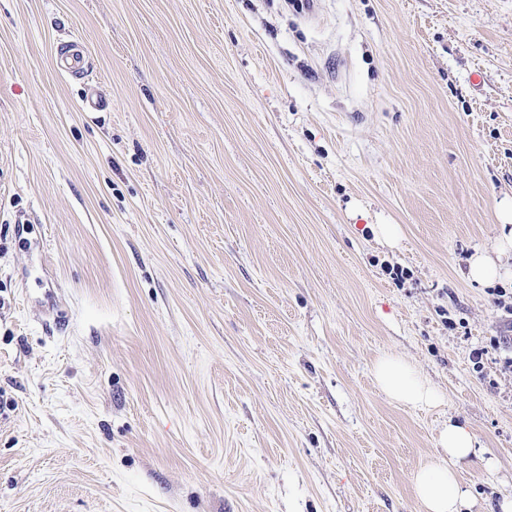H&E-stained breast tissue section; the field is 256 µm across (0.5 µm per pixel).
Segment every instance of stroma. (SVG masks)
Wrapping results in <instances>:
<instances>
[{
    "label": "stroma",
    "mask_w": 512,
    "mask_h": 512,
    "mask_svg": "<svg viewBox=\"0 0 512 512\" xmlns=\"http://www.w3.org/2000/svg\"><path fill=\"white\" fill-rule=\"evenodd\" d=\"M511 234L512 0H0V512H501ZM55 55L57 62L70 76H76L84 69L85 57L76 44L58 46ZM509 244L512 257V236L510 243L506 240L499 245L496 257L485 252H476L470 260V277L479 283L492 281L501 269V257L508 254ZM374 381L393 401L413 408L436 407L438 392L408 363L397 357H383L374 364ZM475 443L466 425L448 419L442 426L437 459L421 467L414 480V496L424 512H475V501L455 469L457 462L476 453Z\"/></svg>",
    "instance_id": "obj_1"
}]
</instances>
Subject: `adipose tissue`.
<instances>
[{"label": "adipose tissue", "instance_id": "obj_1", "mask_svg": "<svg viewBox=\"0 0 512 512\" xmlns=\"http://www.w3.org/2000/svg\"><path fill=\"white\" fill-rule=\"evenodd\" d=\"M374 381L393 401L420 409L435 407L438 392L408 363L397 357L379 359ZM475 437L466 425L453 421L439 432L437 459L421 467L414 480V496L424 512H472L475 502L458 477L457 462L475 452Z\"/></svg>", "mask_w": 512, "mask_h": 512}]
</instances>
